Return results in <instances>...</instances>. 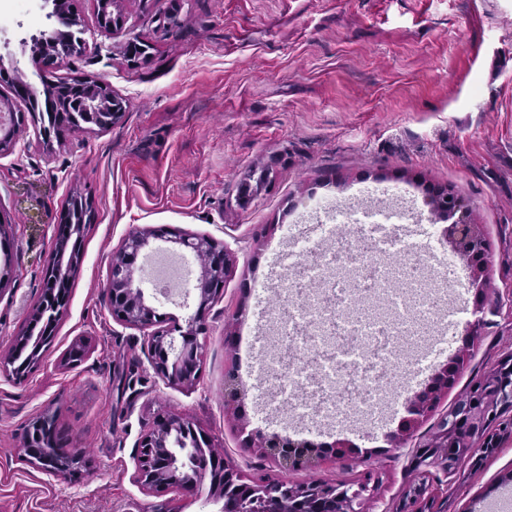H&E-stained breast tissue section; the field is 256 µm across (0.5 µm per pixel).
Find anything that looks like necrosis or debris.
Segmentation results:
<instances>
[{"mask_svg":"<svg viewBox=\"0 0 512 512\" xmlns=\"http://www.w3.org/2000/svg\"><path fill=\"white\" fill-rule=\"evenodd\" d=\"M330 217L352 230L337 238L332 252L317 244L299 250L293 274L279 281L273 317L285 348L266 360L262 373L265 385L300 387L314 425L375 415L380 384L403 389L407 368L394 346L419 335L447 281L439 272L425 276L431 262L413 250H397L389 263L378 258L370 237L355 230L353 208ZM314 349L327 357L354 350L358 358L316 377Z\"/></svg>","mask_w":512,"mask_h":512,"instance_id":"1","label":"necrosis or debris"}]
</instances>
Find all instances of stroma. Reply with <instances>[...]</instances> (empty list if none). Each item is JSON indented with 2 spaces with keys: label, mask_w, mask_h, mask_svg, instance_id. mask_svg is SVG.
<instances>
[{
  "label": "stroma",
  "mask_w": 512,
  "mask_h": 512,
  "mask_svg": "<svg viewBox=\"0 0 512 512\" xmlns=\"http://www.w3.org/2000/svg\"><path fill=\"white\" fill-rule=\"evenodd\" d=\"M23 2L0 5V65L39 92L74 76L103 81L126 109L111 128L47 140L39 123H25L0 153V354L42 301L64 208L79 195L94 211L50 345L22 379L0 364V512H222L209 483L157 497L137 482V442L164 411L207 432L248 477L339 483L368 473L358 512H397L417 476L413 449L432 441L472 377L512 353V0H116L125 25L114 34L100 28L95 0H70L84 42L50 71L23 45L55 27L52 6ZM134 37L150 45L148 57H128ZM431 184L466 200L488 244L484 294L465 280L442 302L458 325L439 332L463 363L435 411L399 437L415 389L399 400L384 389L375 418L309 435L358 449L311 470L246 446L250 434L298 435L283 396L261 397L238 342L266 332L255 320L259 295L278 302L260 290L273 277L272 252L307 237L326 243L324 211L339 203L388 202L411 216L404 237H426L446 225L431 212ZM162 225L223 243L234 262L209 306L191 387L156 373L147 330L115 321L106 299L126 235ZM136 284L186 327L195 288L166 296L146 277ZM436 333L403 351L430 377L443 364L429 357ZM46 416L64 448L85 452L78 475L65 480L25 461V431ZM445 496L442 512H489L512 497V434L479 464L457 467Z\"/></svg>",
  "instance_id": "stroma-1"
}]
</instances>
